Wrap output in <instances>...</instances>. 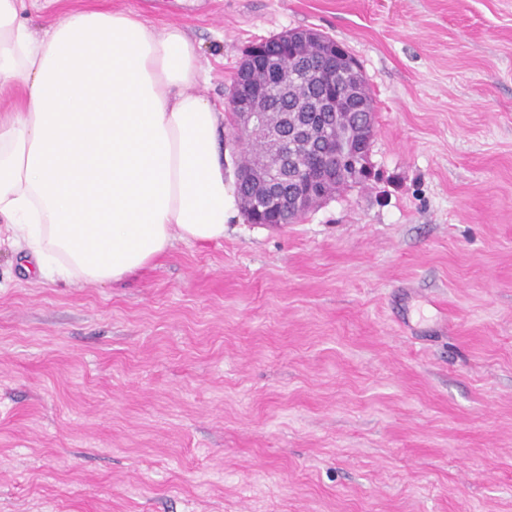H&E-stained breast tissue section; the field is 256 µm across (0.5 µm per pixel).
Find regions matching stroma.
Wrapping results in <instances>:
<instances>
[{
    "mask_svg": "<svg viewBox=\"0 0 512 512\" xmlns=\"http://www.w3.org/2000/svg\"><path fill=\"white\" fill-rule=\"evenodd\" d=\"M197 43L314 28L371 179L121 281L0 244V512H512V0H105Z\"/></svg>",
    "mask_w": 512,
    "mask_h": 512,
    "instance_id": "stroma-1",
    "label": "stroma"
}]
</instances>
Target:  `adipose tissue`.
<instances>
[{
	"label": "adipose tissue",
	"mask_w": 512,
	"mask_h": 512,
	"mask_svg": "<svg viewBox=\"0 0 512 512\" xmlns=\"http://www.w3.org/2000/svg\"><path fill=\"white\" fill-rule=\"evenodd\" d=\"M36 5L0 0V93L25 90L0 115V223L34 274L104 285L174 238L223 240L238 199L197 45L104 7L38 25Z\"/></svg>",
	"instance_id": "1"
}]
</instances>
